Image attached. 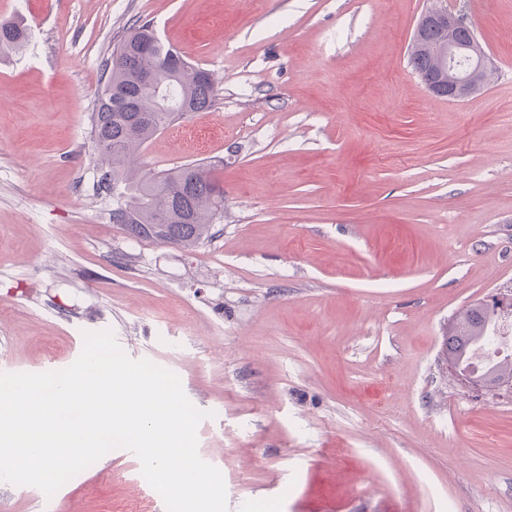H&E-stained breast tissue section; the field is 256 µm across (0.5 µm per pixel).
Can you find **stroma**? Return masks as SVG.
<instances>
[{
  "label": "stroma",
  "instance_id": "stroma-1",
  "mask_svg": "<svg viewBox=\"0 0 512 512\" xmlns=\"http://www.w3.org/2000/svg\"><path fill=\"white\" fill-rule=\"evenodd\" d=\"M494 62L462 101L410 47L431 0H0V373L69 367L87 331L175 372L229 512H512V392L458 383L449 323L512 290V0H445ZM147 23L214 103L143 148L214 163L186 252L128 237L91 137L113 47ZM0 512H166L115 449ZM27 28L10 22H0V54L21 48L29 39Z\"/></svg>",
  "mask_w": 512,
  "mask_h": 512
}]
</instances>
